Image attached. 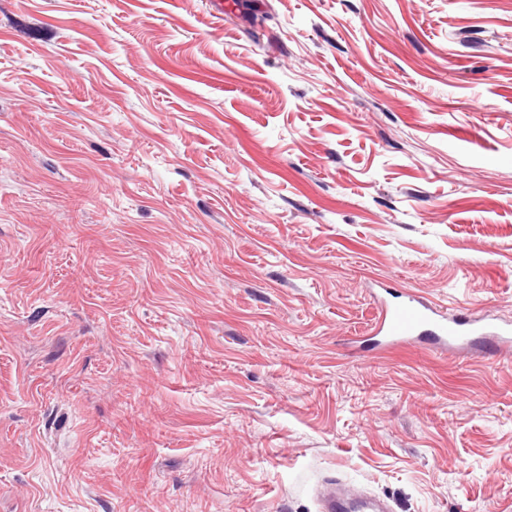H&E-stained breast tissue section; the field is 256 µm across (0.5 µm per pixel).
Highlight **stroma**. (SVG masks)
Returning a JSON list of instances; mask_svg holds the SVG:
<instances>
[{"mask_svg":"<svg viewBox=\"0 0 512 512\" xmlns=\"http://www.w3.org/2000/svg\"><path fill=\"white\" fill-rule=\"evenodd\" d=\"M0 0V512H512V0ZM468 311V308H460L454 316L445 318L432 302L402 289L393 300L385 303L373 336L363 337L359 349L380 351L413 341L430 350L446 351L481 344L495 353L511 352V322H481L473 319Z\"/></svg>","mask_w":512,"mask_h":512,"instance_id":"stroma-1","label":"stroma"}]
</instances>
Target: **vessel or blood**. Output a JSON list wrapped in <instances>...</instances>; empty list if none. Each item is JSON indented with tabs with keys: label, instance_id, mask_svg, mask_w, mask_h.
<instances>
[{
	"label": "vessel or blood",
	"instance_id": "obj_1",
	"mask_svg": "<svg viewBox=\"0 0 512 512\" xmlns=\"http://www.w3.org/2000/svg\"><path fill=\"white\" fill-rule=\"evenodd\" d=\"M412 341L442 351L481 344L499 353L512 349V323L481 322L464 308L446 318L432 302L403 289L385 303L373 335L363 337L359 348L380 351Z\"/></svg>",
	"mask_w": 512,
	"mask_h": 512
}]
</instances>
